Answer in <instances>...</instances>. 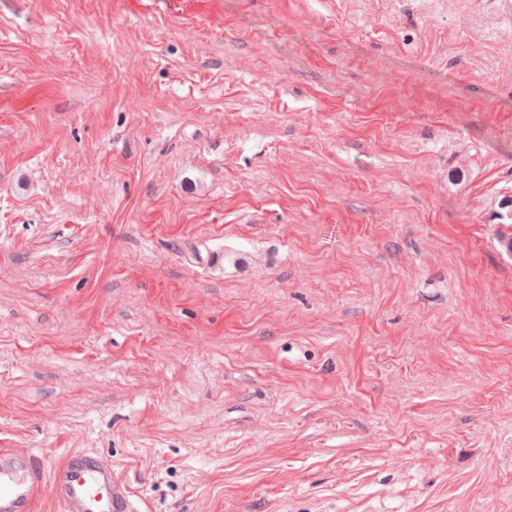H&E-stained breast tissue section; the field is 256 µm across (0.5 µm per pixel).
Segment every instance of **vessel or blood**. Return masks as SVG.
<instances>
[{
  "mask_svg": "<svg viewBox=\"0 0 512 512\" xmlns=\"http://www.w3.org/2000/svg\"><path fill=\"white\" fill-rule=\"evenodd\" d=\"M47 490L64 512H144L141 501L116 480L104 456L72 453L48 470L37 455L0 450V512H34Z\"/></svg>",
  "mask_w": 512,
  "mask_h": 512,
  "instance_id": "vessel-or-blood-1",
  "label": "vessel or blood"
}]
</instances>
